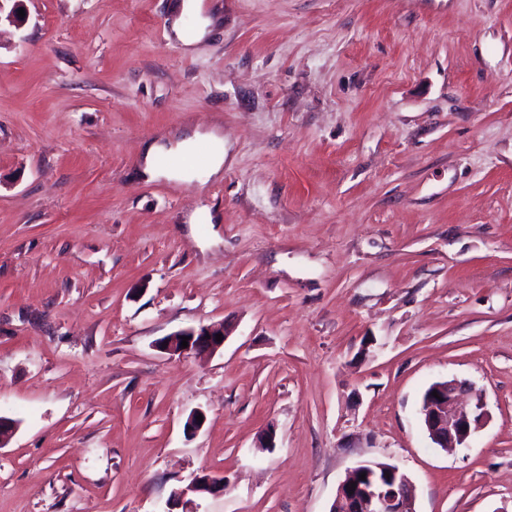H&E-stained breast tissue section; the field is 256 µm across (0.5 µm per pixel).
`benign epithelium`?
Masks as SVG:
<instances>
[{"mask_svg": "<svg viewBox=\"0 0 512 512\" xmlns=\"http://www.w3.org/2000/svg\"><path fill=\"white\" fill-rule=\"evenodd\" d=\"M227 337L222 325L202 326L199 329L182 330L171 334L165 341V351L172 355H184L192 351L220 349L224 342L216 335ZM189 337L188 346L181 347L182 337ZM472 390L466 380L451 378L432 383L422 397L420 414L430 440L440 448H466L472 436L488 418L486 403L480 397L470 407L461 401ZM438 396H433L432 392ZM365 479H360V476ZM356 487H351V484ZM224 477L211 473L194 476L189 484L175 492L176 500L186 505L193 500L188 494L217 496L224 493ZM412 485L408 475L396 464L388 463L372 472L359 464L347 470L345 478L336 490L334 507L330 512H415Z\"/></svg>", "mask_w": 512, "mask_h": 512, "instance_id": "1", "label": "benign epithelium"}]
</instances>
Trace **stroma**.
Returning a JSON list of instances; mask_svg holds the SVG:
<instances>
[{"mask_svg":"<svg viewBox=\"0 0 512 512\" xmlns=\"http://www.w3.org/2000/svg\"><path fill=\"white\" fill-rule=\"evenodd\" d=\"M173 3L0 7V512H330L374 462L512 512V0H203L192 54ZM195 128L221 174L142 177ZM447 377L489 411L448 452ZM201 0H183L174 5L173 13L176 15L171 23V32L174 38L184 47L189 49L195 47L203 41L210 32L213 25V18L210 15H202ZM186 16H194L196 23L191 31H187L185 24ZM199 132H193L192 135L184 137L182 140L178 141L175 145V148H171L170 150H166L163 145H159L157 143H149L146 146V154H145V166L143 168V175L148 176L149 178H153L157 174H161L164 172L165 175H171L178 179L186 180V181H194L196 180L199 184L203 185L207 182L208 178L217 174L224 167V139L212 137L215 144V150L211 155L210 162L206 168V171L202 177L198 176L197 173L191 172L188 169H183L178 173L165 172L159 167V159L165 154L171 152L177 153H190L196 142L202 138ZM216 334H222V341L217 342ZM182 336L190 337L187 348H181ZM210 336V339H207ZM227 337V333L224 330V325H211L203 326L199 329H188L182 330L171 334L162 344H166V348L163 350L169 352L172 355H184L192 351L208 350L211 352L217 351L224 345V341ZM471 390L472 384L467 380L451 378L432 383L423 395L421 419L430 440L439 448L468 447L472 436L485 424L488 411L481 397H476L468 408L461 404ZM433 391L438 397L432 395ZM224 487L223 475L221 476L204 472L202 474L195 475L185 488L176 491V497L174 499L182 501V503L186 505H191L194 504L193 500L189 499L184 501L185 497L189 493L197 496L205 494L217 496L224 493Z\"/></svg>","mask_w":512,"mask_h":512,"instance_id":"1","label":"stroma"}]
</instances>
